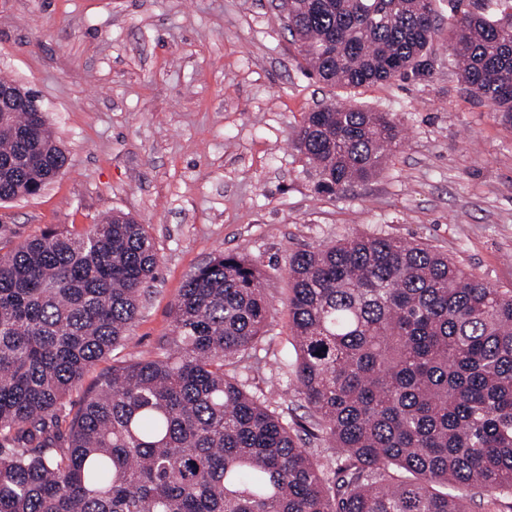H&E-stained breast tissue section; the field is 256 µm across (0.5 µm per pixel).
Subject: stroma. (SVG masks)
Instances as JSON below:
<instances>
[{"label":"stroma","mask_w":512,"mask_h":512,"mask_svg":"<svg viewBox=\"0 0 512 512\" xmlns=\"http://www.w3.org/2000/svg\"><path fill=\"white\" fill-rule=\"evenodd\" d=\"M429 56L425 74L350 90L300 66L279 0H0V77L36 92L68 157L38 196L0 204V248L115 211L148 225L159 262L129 332L146 357L188 276L246 252L270 303L246 384L284 420L307 415L296 385L277 384L292 252L383 234L512 288V124L468 94L445 39ZM330 101L403 129L385 168L340 195L316 192L291 146Z\"/></svg>","instance_id":"1"}]
</instances>
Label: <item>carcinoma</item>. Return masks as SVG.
I'll list each match as a JSON object with an SVG mask.
<instances>
[{
	"label": "carcinoma",
	"mask_w": 512,
	"mask_h": 512,
	"mask_svg": "<svg viewBox=\"0 0 512 512\" xmlns=\"http://www.w3.org/2000/svg\"><path fill=\"white\" fill-rule=\"evenodd\" d=\"M448 63L512 123V0H455ZM432 0H281L303 68L356 89L428 69ZM393 112L330 103L292 142L320 193H345L402 142ZM65 153L38 112L0 117V201L51 183ZM158 253L126 214L0 253V512H470L512 496V289L424 244L354 236L288 259L292 427L247 390L270 305L242 253L183 284L169 348L112 366L62 427L67 398L124 346ZM327 438L322 462L306 447ZM463 494L467 495L471 512H512L510 500H501L489 492L468 490Z\"/></svg>",
	"instance_id": "cac0c4a2"
}]
</instances>
